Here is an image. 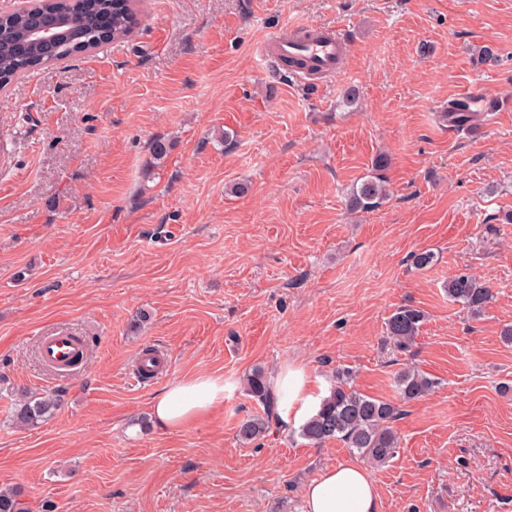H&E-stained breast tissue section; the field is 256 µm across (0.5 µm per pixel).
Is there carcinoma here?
I'll return each mask as SVG.
<instances>
[{
    "instance_id": "carcinoma-1",
    "label": "carcinoma",
    "mask_w": 512,
    "mask_h": 512,
    "mask_svg": "<svg viewBox=\"0 0 512 512\" xmlns=\"http://www.w3.org/2000/svg\"><path fill=\"white\" fill-rule=\"evenodd\" d=\"M140 0H26L16 11L0 16V89L24 77L36 66L50 65L73 56L72 50L88 51L107 42L98 31L101 20H107L110 35L123 40L138 24ZM67 9L71 25L66 39L50 52L27 38L28 29L36 22L50 18L55 7ZM473 99L457 98L448 101V121L460 129L474 121ZM386 195L381 176H374L353 188L350 205L368 210L377 206ZM448 298L468 311L479 314L490 302L493 291L473 275L460 273L448 279ZM424 321L423 311L411 306L398 308L386 323V341L396 350L405 351L415 343ZM400 400H418L437 386V382L415 369H405L396 377ZM247 390L264 406V414L243 420L238 437L245 443L260 438L269 427V416L276 402L269 380L261 370L247 376ZM23 401L14 410L15 423L34 427L62 408L57 395L38 396L22 392ZM400 408L395 402L377 399L357 391L351 385V374L336 372V383L321 400L319 410L299 427V436L313 445L339 440L376 466H383L394 457L398 437L393 422ZM0 512H31L17 489L0 491Z\"/></svg>"
}]
</instances>
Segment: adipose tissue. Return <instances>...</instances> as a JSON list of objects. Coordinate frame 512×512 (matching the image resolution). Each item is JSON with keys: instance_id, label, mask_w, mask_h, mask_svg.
Masks as SVG:
<instances>
[{"instance_id": "obj_1", "label": "adipose tissue", "mask_w": 512, "mask_h": 512, "mask_svg": "<svg viewBox=\"0 0 512 512\" xmlns=\"http://www.w3.org/2000/svg\"><path fill=\"white\" fill-rule=\"evenodd\" d=\"M273 392L279 401L282 424H303L318 408L303 367H282L273 380ZM223 401V379L199 374L166 387L152 400L150 412L161 428L180 430L208 415ZM303 498V512H382L373 478L350 460L324 468L306 484Z\"/></svg>"}]
</instances>
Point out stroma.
Listing matches in <instances>:
<instances>
[{
  "label": "stroma",
  "instance_id": "35a3bbf8",
  "mask_svg": "<svg viewBox=\"0 0 512 512\" xmlns=\"http://www.w3.org/2000/svg\"><path fill=\"white\" fill-rule=\"evenodd\" d=\"M297 23L348 38L331 76H272L261 46ZM463 96L497 103L469 133L443 117ZM380 153L386 198L350 211ZM511 213L512 0H148L130 38L0 92V489L54 512H302L352 453L275 423L239 441L264 412L247 375L299 364L320 398L348 368L394 401L412 367L438 386L367 467L382 512H512ZM460 272L493 289L480 316L448 298ZM403 305L426 319L399 351ZM54 328L88 339L75 374L38 357ZM146 345L170 367L138 387ZM199 373L223 404L158 428L153 398ZM24 389L63 407L19 427ZM424 321V313L411 306L398 308L386 323V341L396 350H408L415 343L420 327Z\"/></svg>",
  "mask_w": 512,
  "mask_h": 512
}]
</instances>
